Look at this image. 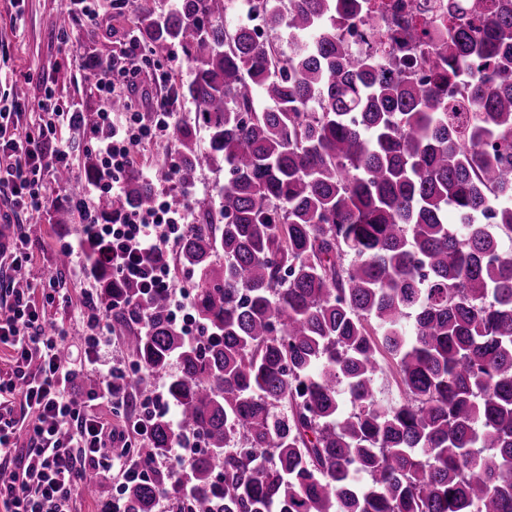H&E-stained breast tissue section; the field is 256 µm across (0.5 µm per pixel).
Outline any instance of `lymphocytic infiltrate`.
I'll return each instance as SVG.
<instances>
[{"label": "lymphocytic infiltrate", "mask_w": 512, "mask_h": 512, "mask_svg": "<svg viewBox=\"0 0 512 512\" xmlns=\"http://www.w3.org/2000/svg\"><path fill=\"white\" fill-rule=\"evenodd\" d=\"M146 53L136 35H129L111 67L88 72L102 96L104 107L90 134V144L101 162V175L81 196L84 224L82 241L65 244L73 260L84 256V243L97 246L103 267L119 280L134 283L140 294L162 295L170 303L171 319L187 335L201 338L204 330L195 320L192 292L176 287L170 256L188 224L185 209L175 208L161 195L150 205L114 214L111 223L99 222L96 198L117 195L136 165L143 141L167 134L175 113L166 99L153 95L166 84L168 71L161 64L145 67ZM127 101L124 120H117L113 99ZM48 136L38 127L8 136L0 130V220L11 223L18 211L40 213L48 198L40 180L43 173L68 167L69 153L46 148ZM156 253L155 263H145L146 253ZM5 309L0 312V344L12 351V373L0 380V471L10 472L11 482H0V512H77L76 490L94 475L120 470L121 480L105 505V512H129L125 485L147 481L153 469L139 465L136 450L153 419L178 423L179 412L163 391L142 394L135 415L115 425L90 410L92 403L125 406L119 385L127 368L109 357L116 339L109 311L91 288L85 294L80 322L85 332V368L97 384L81 397L66 390L72 370L60 357L67 332L64 327L45 328L29 290H0ZM30 413L26 425L12 415L13 401Z\"/></svg>", "instance_id": "lymphocytic-infiltrate-1"}]
</instances>
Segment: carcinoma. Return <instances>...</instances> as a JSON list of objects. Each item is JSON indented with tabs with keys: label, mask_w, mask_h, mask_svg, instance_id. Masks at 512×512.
<instances>
[{
	"label": "carcinoma",
	"mask_w": 512,
	"mask_h": 512,
	"mask_svg": "<svg viewBox=\"0 0 512 512\" xmlns=\"http://www.w3.org/2000/svg\"><path fill=\"white\" fill-rule=\"evenodd\" d=\"M263 2L286 53L224 27L226 0L135 18L151 55L178 45L190 70L176 184L224 170L178 246L206 344L86 254L102 305L125 299L127 353L151 373L177 362L168 396L208 445L171 486L176 512H512V12L448 0V20L475 24L436 43L424 85L336 36L359 0ZM151 199L135 173L99 213ZM385 361L395 401L379 397ZM176 444L155 419L139 463ZM166 483L129 484L131 512Z\"/></svg>",
	"instance_id": "cac0c4a2"
}]
</instances>
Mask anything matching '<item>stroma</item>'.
<instances>
[{"label":"stroma","instance_id":"35a3bbf8","mask_svg":"<svg viewBox=\"0 0 512 512\" xmlns=\"http://www.w3.org/2000/svg\"><path fill=\"white\" fill-rule=\"evenodd\" d=\"M68 6V0H22L19 7H11L9 0H0V99L22 91L29 106L24 122H39L36 106L45 91H52L63 106H75L84 117L80 127L67 128L58 124L59 142L66 146L72 167V177L85 182L84 154L89 147V132L103 103L91 81L80 75L73 61L74 52L95 51L99 58L108 60L117 56L127 40L134 10H149L162 16L175 8V0H127L115 6L113 0H100V16L96 26L85 27L72 23L68 31L59 28V15ZM139 168L150 180L154 191L164 192L166 198L176 194L170 172V161L175 157L173 136L145 141L138 150ZM79 225L62 229L42 219L38 236L29 238L30 256L25 274L35 289L33 298L43 312L47 326H64L68 333L71 363L77 377L68 389L85 393V383L79 375L84 371L82 326L78 313L83 294L94 282L85 269L71 270L67 280L65 299H49L48 282L56 271L55 260L63 243L76 241Z\"/></svg>","mask_w":512,"mask_h":512}]
</instances>
